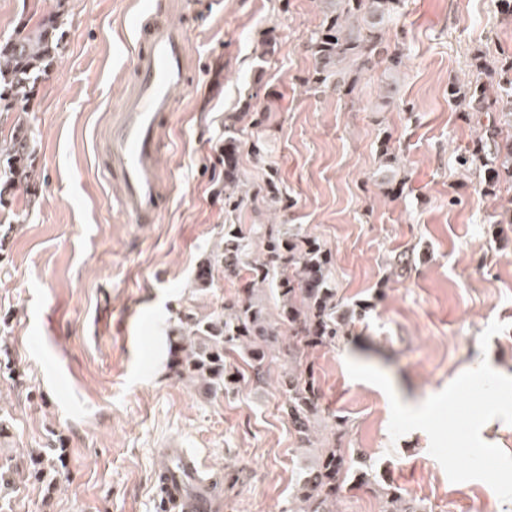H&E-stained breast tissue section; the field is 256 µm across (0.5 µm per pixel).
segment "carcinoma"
<instances>
[{"label": "carcinoma", "instance_id": "1", "mask_svg": "<svg viewBox=\"0 0 512 512\" xmlns=\"http://www.w3.org/2000/svg\"><path fill=\"white\" fill-rule=\"evenodd\" d=\"M323 18L310 37L308 50L314 68L307 78L314 90L329 85L341 96L356 91L353 75L371 71L385 61L381 74V97H393L398 90L403 53L390 48L384 34L403 0H321ZM58 10L25 18L13 36L0 40V113L19 112V103L29 100L39 82L53 69L64 47L63 0ZM474 71L464 87L448 85V98L466 112L487 116L476 139V147L459 157L466 170L483 169L486 192L500 183L512 181V56L489 60L474 55ZM249 126L260 132L265 127V111L246 104ZM241 132L236 124L224 126V208L233 214L243 207L273 208L281 202L276 175L251 184L240 168ZM35 136L21 118L11 122L0 137V205L22 188L37 185ZM262 243L263 258L250 267V281L243 294L224 305V313L208 320L177 313L169 324L167 345L170 367L178 377L206 394L226 390L235 382L224 365V349L237 346L253 376L264 380L279 357L290 366L280 373L290 419L298 440L312 443L321 431L322 448L313 452V461L303 467L296 485V507L290 512H336L342 492L350 486L378 492L382 512H424V507L407 497L402 489L381 482L367 457L333 444L335 431L331 417L319 408L320 393L313 367H302L301 354L347 334L343 315L336 314L339 303L331 280V258L323 246L310 237L274 225L253 224L247 229L228 227L223 241L216 244L215 262L224 267V276L236 277L243 257L255 241ZM273 283L280 305L271 317L261 286ZM288 326V350L278 346L280 326ZM64 455L50 457L32 452L25 464H0V489L13 487L17 479L45 482L47 473L62 467Z\"/></svg>", "mask_w": 512, "mask_h": 512}]
</instances>
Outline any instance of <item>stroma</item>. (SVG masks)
I'll return each instance as SVG.
<instances>
[{"label":"stroma","instance_id":"35a3bbf8","mask_svg":"<svg viewBox=\"0 0 512 512\" xmlns=\"http://www.w3.org/2000/svg\"><path fill=\"white\" fill-rule=\"evenodd\" d=\"M155 0H65V49L26 117L39 184L24 223L0 207V459L20 464L41 448L65 451L56 488L21 481L8 512H156L152 483L172 441L206 470L229 473L222 512H286L306 463L282 410L279 367L256 384L243 354L224 364L234 387L202 394L167 364V321L182 311L220 315L243 280L195 276L227 224H288L330 253L349 333L310 350L319 404L336 418V445L366 454L426 512H512L481 481L450 482L421 430L391 440L390 403L352 380L353 360L382 371L400 400L422 404L486 358L512 376V189L486 194L459 168L478 118L448 97L476 52L512 56V16L498 0H405L385 40L405 67L390 103L380 71L361 75L354 100L310 90L305 45L321 0H182L173 20L192 63L176 93L171 147L159 166L169 204L137 224L97 156L133 79L135 12ZM275 35L265 63L261 41ZM266 110L262 154L243 150L248 180L275 173L286 208L224 210V124L245 103ZM397 157L402 193L384 194L382 149ZM505 331L488 346L492 321Z\"/></svg>","mask_w":512,"mask_h":512}]
</instances>
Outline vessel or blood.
I'll return each instance as SVG.
<instances>
[{"instance_id": "vessel-or-blood-1", "label": "vessel or blood", "mask_w": 512, "mask_h": 512, "mask_svg": "<svg viewBox=\"0 0 512 512\" xmlns=\"http://www.w3.org/2000/svg\"><path fill=\"white\" fill-rule=\"evenodd\" d=\"M134 34V81L112 120L101 169L120 186V209L136 223L155 224L168 198L159 160L168 145L175 92L185 83L190 56L183 26L171 21L162 2L150 20L135 23ZM168 454L174 466L154 484L159 512L181 498L188 499L192 512H220L222 499L200 482L194 458L177 447Z\"/></svg>"}]
</instances>
